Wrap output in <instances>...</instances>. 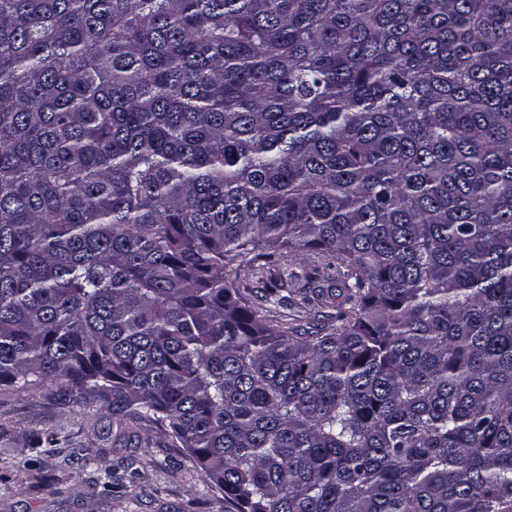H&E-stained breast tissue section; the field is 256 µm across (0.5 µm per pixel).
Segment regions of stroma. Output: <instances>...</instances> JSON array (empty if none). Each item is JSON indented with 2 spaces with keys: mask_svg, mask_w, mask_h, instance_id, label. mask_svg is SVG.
I'll use <instances>...</instances> for the list:
<instances>
[{
  "mask_svg": "<svg viewBox=\"0 0 512 512\" xmlns=\"http://www.w3.org/2000/svg\"><path fill=\"white\" fill-rule=\"evenodd\" d=\"M325 264L324 257L307 252L281 261L272 272H254L241 285L260 288L270 274L287 279L317 267L321 275L315 288L333 294L338 277ZM332 309V304L315 301L259 305L267 322L302 328L321 322ZM35 431L66 442L30 447ZM136 431L139 444H127L119 428L108 427L93 396L76 404L47 386L23 393L0 386V512H229L223 494L207 486L167 432L147 422ZM110 465L124 467L126 478L108 492L102 483Z\"/></svg>",
  "mask_w": 512,
  "mask_h": 512,
  "instance_id": "35a3bbf8",
  "label": "stroma"
}]
</instances>
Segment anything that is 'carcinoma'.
<instances>
[{
	"mask_svg": "<svg viewBox=\"0 0 512 512\" xmlns=\"http://www.w3.org/2000/svg\"><path fill=\"white\" fill-rule=\"evenodd\" d=\"M305 251L329 330L239 284ZM2 385L233 512H512V0H0ZM324 257L306 252L303 256H300L291 261L285 259L281 261L280 265L277 267L271 268L272 276H278L280 274L284 279L291 277V274L298 275L300 280L299 285L305 283L304 275L307 271H310L312 268L319 267L321 271V276L319 279L311 284V288L323 289L326 294V298H323V304H320L317 300L312 301L309 304H295L292 306L288 305H278L272 302H261L259 303V311L261 315L264 316V319L267 322L272 324H280L287 323L292 326H299L301 328H307L309 324H316L319 322H323V318L321 314H327V312L334 313L336 303L339 299H336L337 288L339 287V277H337L335 270H328L325 268ZM268 272L267 268L261 272L256 271L252 275L251 272L246 279L241 280L242 288H262L266 282H268V278L271 276ZM329 292L333 294L334 298H327V293ZM328 302V304H326ZM332 303V304H329Z\"/></svg>",
	"mask_w": 512,
	"mask_h": 512,
	"instance_id": "1",
	"label": "carcinoma"
}]
</instances>
